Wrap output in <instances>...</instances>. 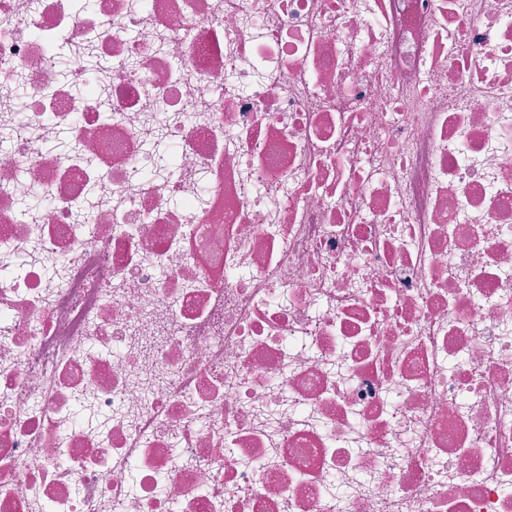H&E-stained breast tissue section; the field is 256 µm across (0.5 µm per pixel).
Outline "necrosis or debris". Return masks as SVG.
<instances>
[{
  "label": "necrosis or debris",
  "mask_w": 512,
  "mask_h": 512,
  "mask_svg": "<svg viewBox=\"0 0 512 512\" xmlns=\"http://www.w3.org/2000/svg\"><path fill=\"white\" fill-rule=\"evenodd\" d=\"M0 140V512H512V0H0Z\"/></svg>",
  "instance_id": "4bbe7bcc"
}]
</instances>
